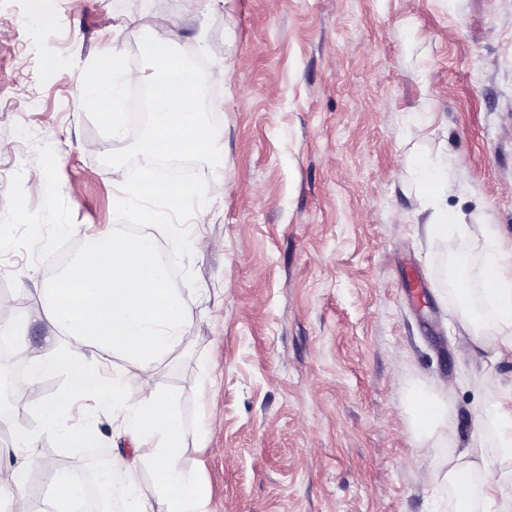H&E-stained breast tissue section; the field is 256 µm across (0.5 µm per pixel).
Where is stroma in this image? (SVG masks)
Returning <instances> with one entry per match:
<instances>
[{"label": "stroma", "instance_id": "35a3bbf8", "mask_svg": "<svg viewBox=\"0 0 512 512\" xmlns=\"http://www.w3.org/2000/svg\"><path fill=\"white\" fill-rule=\"evenodd\" d=\"M0 0V305L22 325L27 374L54 327L43 290L87 236L125 223L113 207L125 169L102 163L132 136L102 135L81 104V67L119 48L149 74L139 37L174 17L176 48L205 49L223 167L199 165L214 219L151 227L188 298L181 349L131 400L179 390L185 464L201 468L213 512H456L448 460L473 436L486 378L512 394V349L496 316L480 361L448 286L456 264L483 283L485 228L512 244V0ZM462 157L465 237L427 238L415 159ZM65 375L0 412V455ZM447 417L426 427L415 399ZM91 448L40 436V462L76 467L114 451L148 457L105 412Z\"/></svg>", "mask_w": 512, "mask_h": 512}]
</instances>
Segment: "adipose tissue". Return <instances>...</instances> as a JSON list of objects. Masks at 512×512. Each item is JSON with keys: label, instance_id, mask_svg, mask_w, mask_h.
<instances>
[{"label": "adipose tissue", "instance_id": "ef3b65f1", "mask_svg": "<svg viewBox=\"0 0 512 512\" xmlns=\"http://www.w3.org/2000/svg\"><path fill=\"white\" fill-rule=\"evenodd\" d=\"M462 166L458 158L417 165L427 188L426 228L431 237H453L467 230L465 214L448 208L449 198L462 191L455 176ZM200 196V187L191 182L161 186L145 181L135 196L120 195L114 205L120 210L133 209L137 223L166 224L171 214L168 202L174 199L188 205L191 223L207 224L211 212ZM482 238V248L495 270L483 291L484 300L496 312L506 342L512 346V247L504 246L488 229ZM42 310L59 334L73 337L80 347L64 346L57 336L47 338L20 382L29 388L51 374L67 377L65 388L35 409L39 434L22 431L13 439L11 482L0 488V500L8 502L10 512H29L33 483L38 479L51 490L50 512H80L85 485L73 479L68 468L36 463L42 434L65 447L92 445L91 428L73 430L66 424L78 398L92 401L87 412L91 420L101 411L128 408L133 436L152 445L146 458L115 453L103 474L108 480L113 472L126 473V512H212L198 469L183 462L188 431L180 394L173 389L158 390L136 404L128 402L127 380L150 376L179 349L193 323L187 300L170 285L154 237H134L115 226L88 238L73 264L51 282ZM89 353L119 358L124 363L122 374L104 381L99 369L85 366ZM481 412L498 424L497 453L489 455L480 439H472L449 461L448 480L458 500L467 501L474 491L464 477L480 470V490L493 512H512V484L495 462L496 457L512 456V409L505 408L502 392L491 385L485 389Z\"/></svg>", "mask_w": 512, "mask_h": 512}]
</instances>
